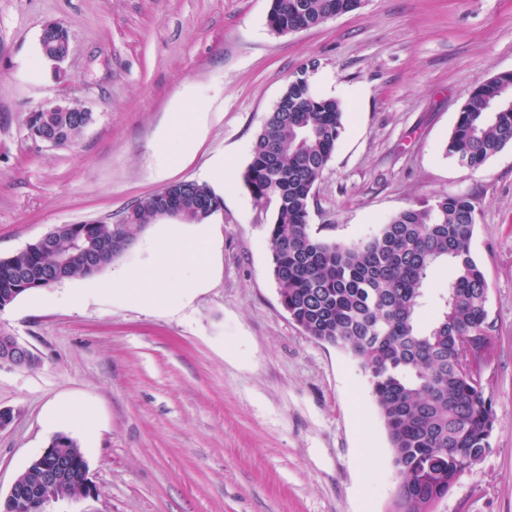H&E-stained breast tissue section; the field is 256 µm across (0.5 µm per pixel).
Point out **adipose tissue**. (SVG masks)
<instances>
[{"instance_id": "obj_1", "label": "adipose tissue", "mask_w": 512, "mask_h": 512, "mask_svg": "<svg viewBox=\"0 0 512 512\" xmlns=\"http://www.w3.org/2000/svg\"><path fill=\"white\" fill-rule=\"evenodd\" d=\"M209 240L183 233L180 225L168 227L157 259L128 269L112 283V294L123 301L149 308H174L188 292L206 285L210 269Z\"/></svg>"}]
</instances>
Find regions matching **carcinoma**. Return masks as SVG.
Masks as SVG:
<instances>
[{
	"label": "carcinoma",
	"instance_id": "cac0c4a2",
	"mask_svg": "<svg viewBox=\"0 0 512 512\" xmlns=\"http://www.w3.org/2000/svg\"><path fill=\"white\" fill-rule=\"evenodd\" d=\"M361 4L272 0L267 24L287 34ZM343 116L340 101L290 80L255 136L242 180L256 202L275 204L269 245L282 307L307 336L361 360L401 476L394 512H433L457 478L490 451L495 427L484 384L460 365L466 337L488 336L491 329L489 285L471 251L475 205L467 195L438 194L432 204L402 210L357 241L320 237L309 224L310 201L344 129ZM91 119L90 112H60L52 125L35 121L31 129L65 146ZM508 146L512 73L474 87L444 153L477 170ZM165 195L176 197L182 220L192 224L206 223L222 204L208 185L179 182L136 200L117 224H60L57 251L23 249L0 263V301L46 289L51 280L93 275L87 251L121 256L130 230L166 218L155 206ZM441 263L452 264L454 276L425 324L428 273ZM52 448L68 464L70 494H81L79 470L87 461L79 442L61 433Z\"/></svg>",
	"mask_w": 512,
	"mask_h": 512
}]
</instances>
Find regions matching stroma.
Segmentation results:
<instances>
[{
  "label": "stroma",
  "mask_w": 512,
  "mask_h": 512,
  "mask_svg": "<svg viewBox=\"0 0 512 512\" xmlns=\"http://www.w3.org/2000/svg\"><path fill=\"white\" fill-rule=\"evenodd\" d=\"M271 4L0 0V259L59 224L118 222L168 183H206L222 200L189 227L213 253L206 287L178 308L124 303L105 288L150 259L162 230L150 224L100 272L0 311V335L39 358L0 369V410L12 415L0 429V499L53 440L46 411L73 399L96 411L76 436L95 493L46 512H392L399 475L367 376L282 308L274 209L242 182L264 117L304 70L346 112L310 204L322 236L358 240L440 193L475 203L496 426L490 452L435 512H512V146L478 170L443 152L470 91L512 73V0H364L288 35L268 27ZM49 22L72 37L61 75L39 51ZM66 92L92 123L71 146L32 140L27 114ZM176 112L202 124L188 156ZM219 159L220 182L208 177Z\"/></svg>",
  "instance_id": "stroma-1"
}]
</instances>
